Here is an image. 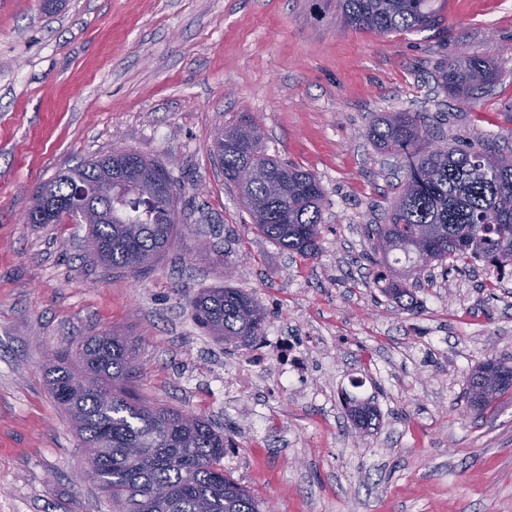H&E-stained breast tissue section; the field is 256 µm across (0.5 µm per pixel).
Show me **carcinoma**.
<instances>
[{
  "instance_id": "1",
  "label": "carcinoma",
  "mask_w": 512,
  "mask_h": 512,
  "mask_svg": "<svg viewBox=\"0 0 512 512\" xmlns=\"http://www.w3.org/2000/svg\"><path fill=\"white\" fill-rule=\"evenodd\" d=\"M340 7L347 25L381 35L435 24L428 0H340ZM496 78L494 64L479 54L450 60L438 72L448 95L467 100ZM368 136L378 152L407 163L406 180L373 235L381 266L376 280L384 294L412 308L413 286L433 262L465 269L481 260L498 275L512 266V154L486 145H436L423 118L412 112L377 117ZM215 148L254 232L289 253L317 256L325 202L318 178L268 155L254 120L219 133ZM244 168L254 178L241 183ZM78 183L96 188L89 206L104 212L88 225V235L101 246L94 259L140 272L164 253L179 211L174 180L163 165L143 157L131 166L122 150L85 162L40 187L28 222L58 224L68 216L84 223ZM392 255L402 268L389 262ZM190 304L200 324L234 349L254 347L265 335V310L240 289H205ZM136 372L132 346L108 332L87 337L47 367L53 399L72 420L109 497L127 512H261L260 500L224 474V454L235 447L230 434L200 416L140 402L126 388ZM511 376L505 361L479 364L467 381L468 406L478 414L494 408L508 393L504 380ZM347 401L357 410L353 424L372 427L376 406ZM157 486L167 489V497L153 496Z\"/></svg>"
}]
</instances>
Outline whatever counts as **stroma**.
Here are the masks:
<instances>
[{"label":"stroma","mask_w":512,"mask_h":512,"mask_svg":"<svg viewBox=\"0 0 512 512\" xmlns=\"http://www.w3.org/2000/svg\"><path fill=\"white\" fill-rule=\"evenodd\" d=\"M430 5L435 27L380 35L345 26L336 0H0V512H119L84 478L44 376L105 331L134 348L141 401L233 436L225 471L272 512H512V399L479 415L462 397L477 364L512 359V274L492 288L484 262L431 266L409 312L368 261L405 179L366 134L377 116L417 112L457 148L512 151V0ZM471 54L497 66L494 87L448 97L441 62ZM248 119L324 188L315 258L253 233L224 182L214 139ZM116 148L164 164L180 198L171 246L139 274L94 262L85 225L25 221L43 183ZM223 284L258 301L267 335L324 343L306 378L225 397L245 351L190 305ZM357 376L379 413L366 432L343 409Z\"/></svg>","instance_id":"obj_1"}]
</instances>
